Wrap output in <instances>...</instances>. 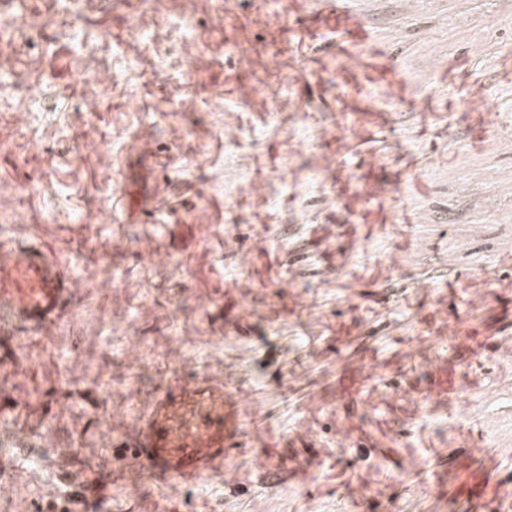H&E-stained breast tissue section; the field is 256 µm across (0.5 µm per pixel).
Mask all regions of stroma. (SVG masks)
I'll return each mask as SVG.
<instances>
[{
  "mask_svg": "<svg viewBox=\"0 0 512 512\" xmlns=\"http://www.w3.org/2000/svg\"><path fill=\"white\" fill-rule=\"evenodd\" d=\"M83 7L109 50L77 53L55 0H22L47 49L0 48L49 96L34 136L25 103L0 112V225L82 283L48 332L0 327V416L50 435L0 512H46L54 474L76 512H470V477L512 488V0ZM189 374L237 403L239 445L203 484L134 476L121 440Z\"/></svg>",
  "mask_w": 512,
  "mask_h": 512,
  "instance_id": "35a3bbf8",
  "label": "stroma"
}]
</instances>
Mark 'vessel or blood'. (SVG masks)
<instances>
[{"mask_svg":"<svg viewBox=\"0 0 512 512\" xmlns=\"http://www.w3.org/2000/svg\"><path fill=\"white\" fill-rule=\"evenodd\" d=\"M61 263L34 246H11L0 261V320L29 331L53 325L72 295ZM239 411L224 388L191 375L176 378L154 396L124 444L141 472L181 484L197 483L236 447Z\"/></svg>","mask_w":512,"mask_h":512,"instance_id":"b4317fda","label":"vessel or blood"}]
</instances>
